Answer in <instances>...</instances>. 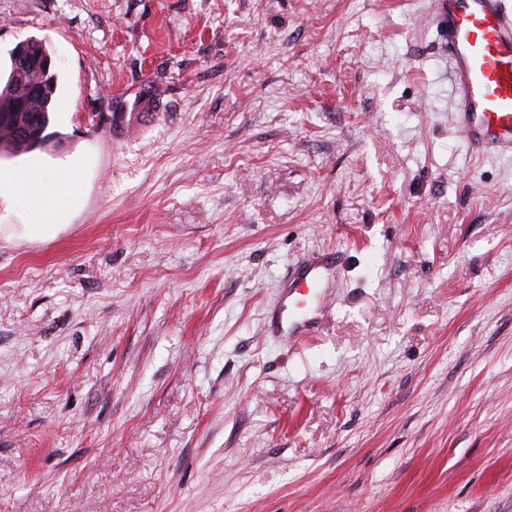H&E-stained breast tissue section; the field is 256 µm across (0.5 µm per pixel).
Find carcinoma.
I'll use <instances>...</instances> for the list:
<instances>
[{
	"mask_svg": "<svg viewBox=\"0 0 512 512\" xmlns=\"http://www.w3.org/2000/svg\"><path fill=\"white\" fill-rule=\"evenodd\" d=\"M59 76L40 40L24 41L23 53L10 52V69L0 85V151L18 155L48 138L50 109Z\"/></svg>",
	"mask_w": 512,
	"mask_h": 512,
	"instance_id": "1",
	"label": "carcinoma"
}]
</instances>
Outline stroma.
<instances>
[{"label":"stroma","mask_w":512,"mask_h":512,"mask_svg":"<svg viewBox=\"0 0 512 512\" xmlns=\"http://www.w3.org/2000/svg\"><path fill=\"white\" fill-rule=\"evenodd\" d=\"M432 0H0L86 182L0 204V512H512V158ZM348 253L318 335L263 313Z\"/></svg>","instance_id":"1"}]
</instances>
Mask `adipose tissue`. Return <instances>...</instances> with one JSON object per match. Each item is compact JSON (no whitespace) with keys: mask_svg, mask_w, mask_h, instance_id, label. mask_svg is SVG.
Wrapping results in <instances>:
<instances>
[{"mask_svg":"<svg viewBox=\"0 0 512 512\" xmlns=\"http://www.w3.org/2000/svg\"><path fill=\"white\" fill-rule=\"evenodd\" d=\"M82 161H69L61 172L47 176L43 162H33L26 174L0 169V201H24L27 205V222L24 233L35 239L44 236L70 206L80 190L79 174Z\"/></svg>","mask_w":512,"mask_h":512,"instance_id":"ef3b65f1","label":"adipose tissue"}]
</instances>
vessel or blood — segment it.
<instances>
[{"label":"vessel or blood","instance_id":"1","mask_svg":"<svg viewBox=\"0 0 512 512\" xmlns=\"http://www.w3.org/2000/svg\"><path fill=\"white\" fill-rule=\"evenodd\" d=\"M434 13L448 37L459 132L472 150L512 152V0H434ZM340 264L336 250L293 266L271 325L311 334L317 318L309 296Z\"/></svg>","mask_w":512,"mask_h":512}]
</instances>
